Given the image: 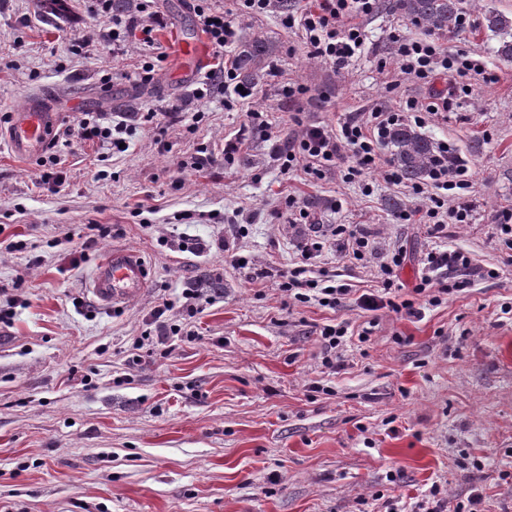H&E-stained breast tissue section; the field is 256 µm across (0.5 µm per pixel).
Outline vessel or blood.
Masks as SVG:
<instances>
[{
	"instance_id": "obj_1",
	"label": "vessel or blood",
	"mask_w": 512,
	"mask_h": 512,
	"mask_svg": "<svg viewBox=\"0 0 512 512\" xmlns=\"http://www.w3.org/2000/svg\"><path fill=\"white\" fill-rule=\"evenodd\" d=\"M57 123L58 114L46 97L29 96L14 111L5 143L18 156H38L48 146ZM149 280L150 270L142 256L114 249L95 264L86 286L99 304L113 307L141 294Z\"/></svg>"
}]
</instances>
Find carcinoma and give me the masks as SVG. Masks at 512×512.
Instances as JSON below:
<instances>
[{
  "label": "carcinoma",
  "instance_id": "1",
  "mask_svg": "<svg viewBox=\"0 0 512 512\" xmlns=\"http://www.w3.org/2000/svg\"><path fill=\"white\" fill-rule=\"evenodd\" d=\"M379 10L400 12L429 32L442 34L458 29V0H381ZM485 26L499 37L498 56L512 62V17L490 10L485 15ZM272 53L271 47L260 39L240 51L237 58L240 77L250 82L263 79L264 61ZM386 143L391 148L393 163L406 180L420 181L436 168L440 157L438 144L416 129L396 126L386 135Z\"/></svg>",
  "mask_w": 512,
  "mask_h": 512
}]
</instances>
